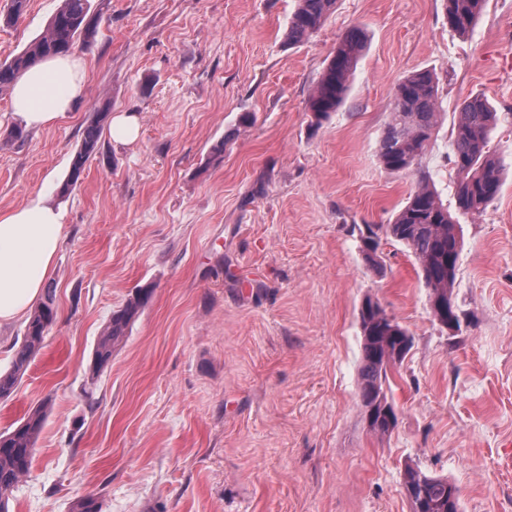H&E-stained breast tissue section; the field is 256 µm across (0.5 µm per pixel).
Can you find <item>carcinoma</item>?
Here are the masks:
<instances>
[{"label": "carcinoma", "instance_id": "carcinoma-1", "mask_svg": "<svg viewBox=\"0 0 512 512\" xmlns=\"http://www.w3.org/2000/svg\"><path fill=\"white\" fill-rule=\"evenodd\" d=\"M487 0H444L449 26L459 35H468ZM336 0H296V9L288 25L290 43H300L319 30L333 13ZM99 15L91 13V0H62L60 9L46 31L33 39L10 60L0 63V95L11 90L17 79L38 61L67 54L80 39L88 42L97 32ZM366 48L363 29L355 27L336 45L321 78L309 96L307 108L316 120L337 111L350 87V80ZM439 104L436 77L430 70H419L403 77L395 87L393 111L379 142L378 156L384 168L408 171L419 167L438 125ZM108 117L102 107L85 127L75 153L70 175L59 196L67 197L86 165L96 159ZM498 120L497 112L482 96L465 100L452 130L454 165L459 180L456 212L460 216L476 215L491 204L501 189L498 161L489 146L490 134ZM370 242L366 258L375 262L379 231L407 247L414 258L417 274L428 289V302H445L453 306L454 331L461 330V312L453 298L462 237L458 220L448 212L429 176L422 172L418 185L406 205L388 224L366 225ZM151 289L140 288L124 307L112 313L102 330L94 351V366L100 368L112 360V353L123 341L126 328L135 321ZM56 320L53 299L40 305L30 316L20 349L11 370L0 374V400L9 397L31 357L38 352ZM362 358L358 371V397L364 415L392 406L389 400V372L402 364L413 347V336L389 316L380 304L369 299L360 310ZM46 399L33 409L12 431L0 433V512H10L13 489L29 472L35 443L50 408ZM396 415L378 417L370 433L383 439L396 428ZM403 484L413 494L407 497L411 512H463L460 490L445 476L422 470L407 463Z\"/></svg>", "mask_w": 512, "mask_h": 512}]
</instances>
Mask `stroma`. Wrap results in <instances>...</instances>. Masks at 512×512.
I'll use <instances>...</instances> for the list:
<instances>
[{
    "instance_id": "1",
    "label": "stroma",
    "mask_w": 512,
    "mask_h": 512,
    "mask_svg": "<svg viewBox=\"0 0 512 512\" xmlns=\"http://www.w3.org/2000/svg\"><path fill=\"white\" fill-rule=\"evenodd\" d=\"M61 0L0 24V62L41 34ZM84 96L38 132L0 95V209L43 193L64 211L46 290L57 311L0 432L52 408L12 512H410L405 463L447 476L464 512H512V0H488L459 36L443 0H337L306 41L295 0H92ZM367 36L342 107L307 101L337 43ZM437 78L443 114L421 167L454 206L451 129L480 95L500 116L497 198L462 219L460 332L434 321L410 251L360 231L388 223L418 173L380 164L394 88ZM136 114V140L103 137L58 190L99 107ZM223 144L222 155L212 152ZM421 170V171H422ZM152 294L111 362L96 340L138 288ZM374 298L414 346L391 378L398 423L371 435L357 394L359 311Z\"/></svg>"
}]
</instances>
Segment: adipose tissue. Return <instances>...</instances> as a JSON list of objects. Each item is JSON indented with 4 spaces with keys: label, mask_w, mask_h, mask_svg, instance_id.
<instances>
[{
    "label": "adipose tissue",
    "mask_w": 512,
    "mask_h": 512,
    "mask_svg": "<svg viewBox=\"0 0 512 512\" xmlns=\"http://www.w3.org/2000/svg\"><path fill=\"white\" fill-rule=\"evenodd\" d=\"M86 87V63L77 55L49 58L25 72L11 96L26 127L40 130L71 111ZM62 209L43 194L0 210V327L17 322L38 303L63 242Z\"/></svg>",
    "instance_id": "adipose-tissue-1"
}]
</instances>
